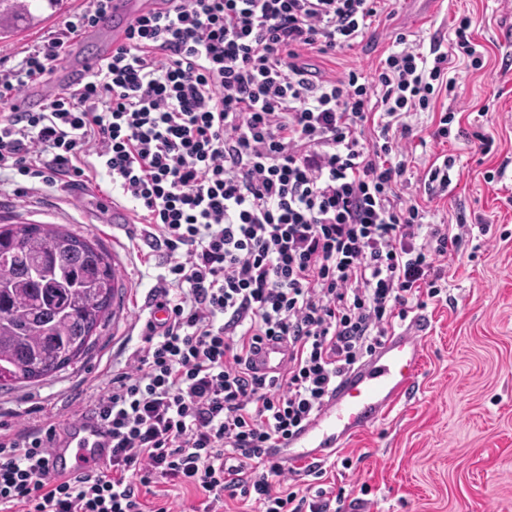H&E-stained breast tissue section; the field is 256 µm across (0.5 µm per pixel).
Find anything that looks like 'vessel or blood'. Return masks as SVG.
<instances>
[{
	"label": "vessel or blood",
	"instance_id": "b4317fda",
	"mask_svg": "<svg viewBox=\"0 0 512 512\" xmlns=\"http://www.w3.org/2000/svg\"><path fill=\"white\" fill-rule=\"evenodd\" d=\"M157 7L156 0H112L108 32L112 45L124 41L125 31L136 17ZM100 61L96 55L79 66L61 65L57 73L65 88L73 90ZM423 357L421 337L408 333L389 336L375 356L342 379L315 419L277 449V457L294 469L325 462L354 436L389 416L412 389ZM287 361V345L276 342L265 345L254 359L256 366L269 374L281 372ZM111 455L108 448L73 446L53 449L51 459L58 468L75 474L102 464Z\"/></svg>",
	"mask_w": 512,
	"mask_h": 512
}]
</instances>
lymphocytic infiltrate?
Listing matches in <instances>:
<instances>
[{
	"mask_svg": "<svg viewBox=\"0 0 512 512\" xmlns=\"http://www.w3.org/2000/svg\"><path fill=\"white\" fill-rule=\"evenodd\" d=\"M112 0L0 71V105L52 73ZM385 0H163L76 91L0 117V172L82 185L103 168L134 205L170 278L86 419L108 463L66 476L46 418L0 434V512H342L343 493L298 486L274 447L303 429L339 380L396 326L440 300L442 262L466 225L428 223L408 186L404 118L431 111L448 55L395 37L377 84L299 62L353 46ZM286 342L288 365L253 354ZM254 362L262 372H281L288 362V346L285 343L270 342L255 356Z\"/></svg>",
	"mask_w": 512,
	"mask_h": 512,
	"instance_id": "obj_1",
	"label": "lymphocytic infiltrate"
}]
</instances>
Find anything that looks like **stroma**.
<instances>
[{
	"label": "stroma",
	"instance_id": "obj_1",
	"mask_svg": "<svg viewBox=\"0 0 512 512\" xmlns=\"http://www.w3.org/2000/svg\"><path fill=\"white\" fill-rule=\"evenodd\" d=\"M434 14L423 0H391L363 38L330 54L303 53L302 60L327 77L355 69L375 78L381 60L404 34L420 52L449 47L458 18L473 20L480 68L448 59L455 81L433 112L406 121L416 137L408 146V172L422 177L441 155L454 160L448 192L428 202L430 222L488 225L483 244L471 235L445 262L447 298L416 311L425 320L424 364L414 390L384 423L356 435L338 458L352 473L326 465L323 484L345 489L344 512H512V0H437ZM87 0H64L57 13L0 47V70L18 64ZM454 111L447 143L428 140L433 113ZM493 140L492 152L474 148L475 134ZM494 179H487V172ZM130 203L106 174L82 194L45 186L14 172L0 174V220L53 224L97 240L118 270V295L95 344L76 365L38 382L0 389V431L46 417L68 423L107 391L130 349L141 346L167 276L166 259L151 251L133 225L114 220ZM368 492H361V484Z\"/></svg>",
	"mask_w": 512,
	"mask_h": 512
}]
</instances>
